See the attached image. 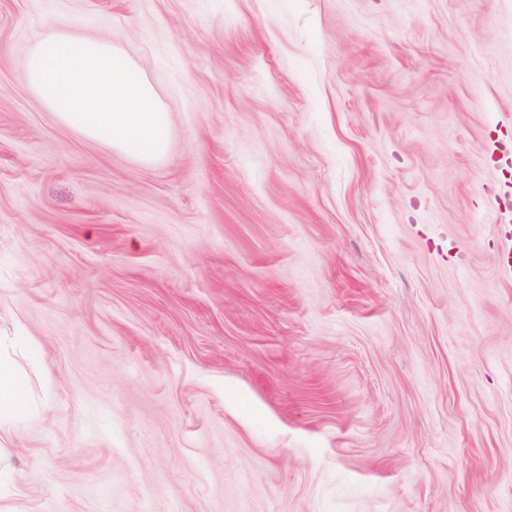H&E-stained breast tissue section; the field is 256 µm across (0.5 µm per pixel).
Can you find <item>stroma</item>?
<instances>
[{"instance_id": "obj_1", "label": "stroma", "mask_w": 512, "mask_h": 512, "mask_svg": "<svg viewBox=\"0 0 512 512\" xmlns=\"http://www.w3.org/2000/svg\"><path fill=\"white\" fill-rule=\"evenodd\" d=\"M103 38L145 164L30 88ZM512 0H0V512H512ZM26 391L12 361L2 353L0 338V430L25 401Z\"/></svg>"}]
</instances>
